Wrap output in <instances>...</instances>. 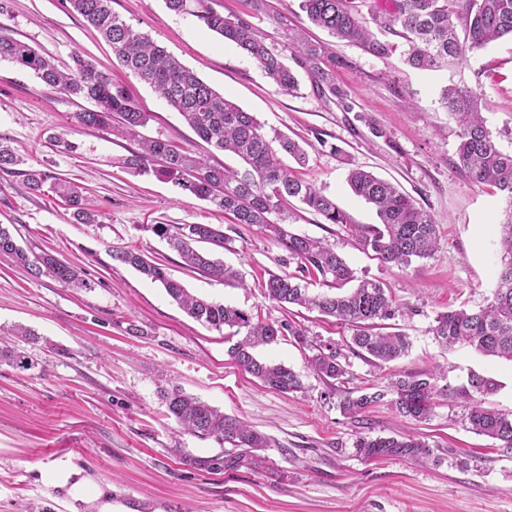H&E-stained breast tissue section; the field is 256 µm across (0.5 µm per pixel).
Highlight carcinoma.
<instances>
[{
  "mask_svg": "<svg viewBox=\"0 0 512 512\" xmlns=\"http://www.w3.org/2000/svg\"><path fill=\"white\" fill-rule=\"evenodd\" d=\"M195 2L196 11L189 9ZM72 9L95 28L111 46L125 68L148 84L184 119L195 135L218 151L239 158L245 168L231 169L212 164L179 144L162 138L142 139L139 148L117 159L122 167L143 175L164 176L196 198L206 200L231 223L262 224L281 242L288 259L298 264L300 273L322 279L338 289L335 294L312 295L296 275L272 274L266 282L269 300L297 305L334 317L351 326L350 349L383 363L394 361L409 348L401 332L377 331L378 322L392 320L399 312L391 293L375 279L356 280L347 262L325 241L292 233L285 228L291 218V201L297 200L326 224H344L345 215L336 202L314 185L299 179L284 162L290 157L301 166L307 152L293 138L274 132L270 135L257 117L217 93L193 71L148 36L136 31L112 12L111 0H69ZM176 13H192L208 30L239 47L255 60L269 81L279 90L297 89L293 70L267 47L253 23L244 16L226 18L208 5V0H165ZM306 21L327 31L334 38L355 43L376 56H386L394 45L381 42L367 21L351 5V0H298ZM383 31L404 40V62L411 68L430 71L461 60L469 52L481 50L505 35L512 36V0H398L394 11L373 16ZM304 29L289 35L290 45L298 53L299 63L316 73V87L339 99L344 92L333 85L327 67L336 65L331 48L304 40ZM33 72L51 91L78 96L94 102L95 108L73 115L75 126L103 128L118 118L126 132L137 136L149 115L143 112L129 89L98 66L79 55L72 65L61 69L55 60L28 43L0 34V61ZM441 103L458 125L457 165L475 183L495 187L507 206L499 223L503 255L489 303L477 310H450L437 315L433 334L448 348L470 347L485 356L512 361V153H504L494 141L481 112L477 93L455 86L442 90ZM278 147H273V144ZM20 163L11 147L0 143V170L7 172ZM27 189L41 194L49 189L65 202L76 224H96L99 213L76 183L44 170L31 168L23 173ZM347 183L352 192L371 204L379 224L364 228L363 245L384 265L408 267L414 261L433 256L439 246L437 224L432 216L391 182L360 166L349 168ZM146 230L167 240L186 266L229 282L237 274L195 243L224 249L229 237L214 224H149ZM0 253L36 275L46 273L65 288H85L88 282L70 263L48 253L35 254L21 247L8 227L0 225ZM112 259L133 267L146 278L160 283L166 294L190 317L221 330L247 329L245 337L228 349V355L248 374L266 387L281 392L300 387L297 375L281 364L264 361L254 353L260 344H269L280 336L298 340L304 333L288 321H253L252 314L222 303L190 294L177 280L170 278L162 265L146 260L132 251H117ZM350 289L345 286L353 281ZM313 369L337 380L347 374L340 353L333 347L317 354ZM497 384L473 374L468 386L460 389L467 402L463 425L474 432L502 443L512 452V416L487 406V398ZM443 389L434 372L403 375L373 392L347 395L340 401L343 414L354 417L370 406L390 398L391 405L404 417L422 420L428 417ZM170 418L178 428L200 438H212L230 449L208 457H190L196 469L211 474L234 472L242 467L264 470L277 480L284 474L270 466L267 436L246 422L221 413L206 402L174 390L166 396ZM354 448L366 459L401 457L423 462L434 455L428 443L411 436L360 437Z\"/></svg>",
  "mask_w": 512,
  "mask_h": 512,
  "instance_id": "obj_1",
  "label": "carcinoma"
}]
</instances>
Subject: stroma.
I'll list each match as a JSON object with an SVG mask.
<instances>
[{"instance_id": "obj_1", "label": "stroma", "mask_w": 512, "mask_h": 512, "mask_svg": "<svg viewBox=\"0 0 512 512\" xmlns=\"http://www.w3.org/2000/svg\"><path fill=\"white\" fill-rule=\"evenodd\" d=\"M0 33L22 40L67 66L79 55L128 85L150 119L138 136L163 138L241 168L236 157L201 141L179 113L149 85L122 67L110 46L69 0H0ZM272 15L255 16L270 50L295 69L296 92L274 86L235 44L190 14L169 11L164 0H112L113 12L147 34L216 92L253 113L265 130L308 141L309 161L297 175L333 198L347 217L322 224L297 207L290 231L332 244L358 277L375 279L392 294L395 327L411 348L380 364L349 348L351 331L335 319L301 307L281 308L265 295L272 274H294L286 252L268 230L238 225L210 203L160 175L138 176L115 163L137 149V137L119 123L76 127L74 113L91 100L53 92L32 73L0 61V141L18 150L26 167L81 185L100 212L95 224L72 223L52 193L34 195L20 170L0 172V224L19 245L48 252L81 270L88 288L62 287L0 254V336L14 326L35 330L38 342L19 341L27 368L0 363V512H512V453L498 440L466 430L464 399L456 388L471 374L493 379L488 404L512 415V362L471 348L442 347L432 328L438 314L475 309L492 296L500 263L497 222L506 203L496 189L471 182L456 165L458 127L440 104L443 87L476 91L497 146L512 152V39L467 53L456 64L420 71L403 62L395 39L385 57L340 41L331 79L345 100L318 93L288 45L298 0H270ZM76 150L65 148V141ZM398 184L438 224L433 257L408 268L386 266L364 250L363 227L377 223L371 205L347 184L349 164ZM216 224L229 243L213 255L243 278L237 287L184 266L146 227ZM131 250L162 264L189 292L247 311L269 322L290 321L305 341L282 336L259 346L265 361L285 365L301 382L295 391L265 388L229 357L234 339L192 319L166 294L113 252ZM141 333L128 335V324ZM334 344L347 374L323 379L311 362ZM436 372L453 387L424 421L401 416L389 402L349 418L346 394L386 385L391 375ZM192 394L265 434L267 451L284 480L247 468L211 474L184 456L220 452L213 439L177 430L165 396ZM414 435L435 449L436 461L364 459L360 436ZM83 483L85 499L72 488Z\"/></svg>"}]
</instances>
